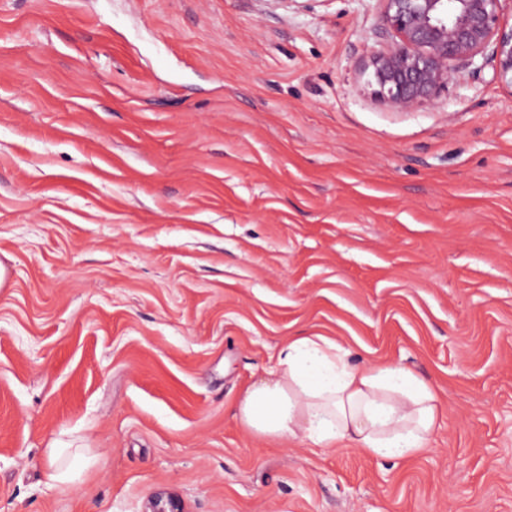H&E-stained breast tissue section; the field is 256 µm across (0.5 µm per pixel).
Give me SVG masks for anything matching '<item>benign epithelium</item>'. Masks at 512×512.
Wrapping results in <instances>:
<instances>
[{
    "instance_id": "1",
    "label": "benign epithelium",
    "mask_w": 512,
    "mask_h": 512,
    "mask_svg": "<svg viewBox=\"0 0 512 512\" xmlns=\"http://www.w3.org/2000/svg\"><path fill=\"white\" fill-rule=\"evenodd\" d=\"M383 25L394 36L371 55L375 94L407 111L434 101L454 70L477 57L493 63L496 78L512 87V26L504 21L508 0H382ZM144 512H184L172 493L153 495Z\"/></svg>"
}]
</instances>
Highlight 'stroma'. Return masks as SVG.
Listing matches in <instances>:
<instances>
[{
    "instance_id": "stroma-1",
    "label": "stroma",
    "mask_w": 512,
    "mask_h": 512,
    "mask_svg": "<svg viewBox=\"0 0 512 512\" xmlns=\"http://www.w3.org/2000/svg\"><path fill=\"white\" fill-rule=\"evenodd\" d=\"M382 11L0 0V512H512V87L392 108ZM314 335L430 383V448L243 427ZM144 512H184L180 499L172 493L153 495L145 505Z\"/></svg>"
}]
</instances>
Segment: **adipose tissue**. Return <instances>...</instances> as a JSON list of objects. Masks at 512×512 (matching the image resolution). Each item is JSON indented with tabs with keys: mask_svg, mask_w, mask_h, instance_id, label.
I'll use <instances>...</instances> for the list:
<instances>
[{
	"mask_svg": "<svg viewBox=\"0 0 512 512\" xmlns=\"http://www.w3.org/2000/svg\"><path fill=\"white\" fill-rule=\"evenodd\" d=\"M237 416L262 438L288 436L315 448L349 442L408 460L428 448L439 400L401 364L362 367L330 338L302 336L288 339L276 366L240 394Z\"/></svg>",
	"mask_w": 512,
	"mask_h": 512,
	"instance_id": "1",
	"label": "adipose tissue"
}]
</instances>
